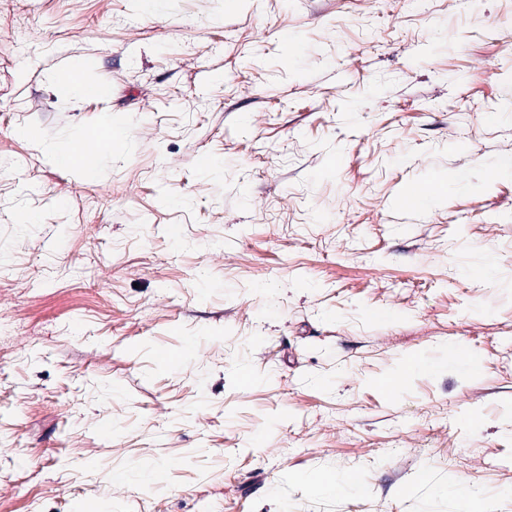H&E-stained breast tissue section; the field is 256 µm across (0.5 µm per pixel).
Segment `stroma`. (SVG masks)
<instances>
[{"label": "stroma", "instance_id": "35a3bbf8", "mask_svg": "<svg viewBox=\"0 0 512 512\" xmlns=\"http://www.w3.org/2000/svg\"><path fill=\"white\" fill-rule=\"evenodd\" d=\"M506 158L512 0H0V512H512ZM109 142L106 139H98L94 136H86L84 138L75 140L70 146V153L83 156L85 159L92 158L103 154L108 148ZM69 145V144H68ZM68 145L63 147L61 150L54 152L55 158L66 156L69 164H72V158L69 153Z\"/></svg>", "mask_w": 512, "mask_h": 512}]
</instances>
